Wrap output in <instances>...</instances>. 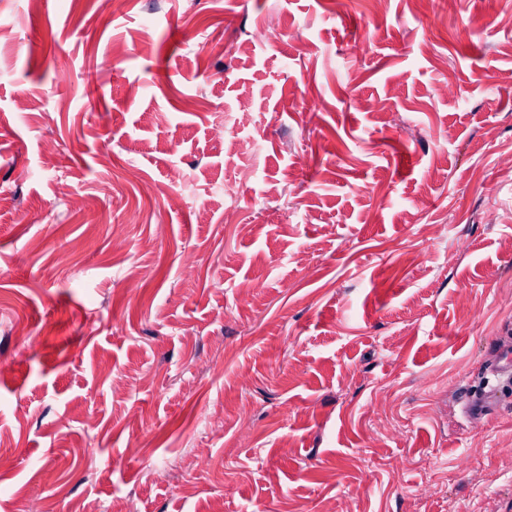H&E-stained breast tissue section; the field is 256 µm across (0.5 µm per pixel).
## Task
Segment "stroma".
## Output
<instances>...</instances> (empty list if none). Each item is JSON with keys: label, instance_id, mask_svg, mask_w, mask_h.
Instances as JSON below:
<instances>
[{"label": "stroma", "instance_id": "stroma-1", "mask_svg": "<svg viewBox=\"0 0 512 512\" xmlns=\"http://www.w3.org/2000/svg\"><path fill=\"white\" fill-rule=\"evenodd\" d=\"M510 155L504 0H0V512L512 498ZM497 405V399L493 392H486L479 396L468 397L464 404V412L467 417L474 420H482Z\"/></svg>", "mask_w": 512, "mask_h": 512}]
</instances>
